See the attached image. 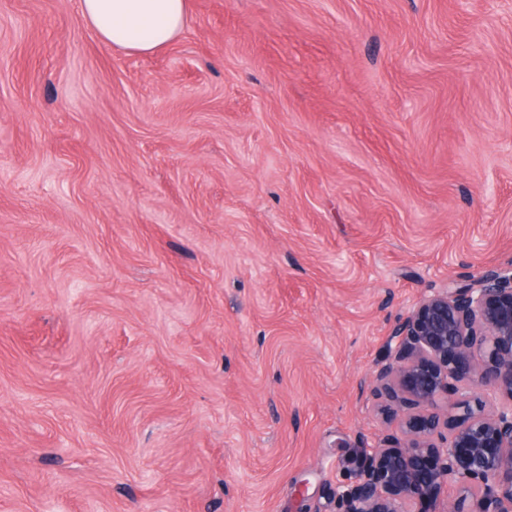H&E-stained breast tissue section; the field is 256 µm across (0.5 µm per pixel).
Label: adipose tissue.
Here are the masks:
<instances>
[{
  "label": "adipose tissue",
  "instance_id": "1",
  "mask_svg": "<svg viewBox=\"0 0 512 512\" xmlns=\"http://www.w3.org/2000/svg\"><path fill=\"white\" fill-rule=\"evenodd\" d=\"M189 0H80L85 23L106 45L149 54L175 41Z\"/></svg>",
  "mask_w": 512,
  "mask_h": 512
}]
</instances>
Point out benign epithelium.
<instances>
[{
    "mask_svg": "<svg viewBox=\"0 0 512 512\" xmlns=\"http://www.w3.org/2000/svg\"><path fill=\"white\" fill-rule=\"evenodd\" d=\"M370 386L399 434L336 484L338 512H512V262L428 289ZM444 483L458 493L439 509Z\"/></svg>",
    "mask_w": 512,
    "mask_h": 512,
    "instance_id": "1",
    "label": "benign epithelium"
}]
</instances>
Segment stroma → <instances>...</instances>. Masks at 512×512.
Wrapping results in <instances>:
<instances>
[{
	"label": "stroma",
	"instance_id": "35a3bbf8",
	"mask_svg": "<svg viewBox=\"0 0 512 512\" xmlns=\"http://www.w3.org/2000/svg\"><path fill=\"white\" fill-rule=\"evenodd\" d=\"M512 262V0H0V512H337L427 289ZM188 5L189 0H80V11L104 44L149 54L179 37Z\"/></svg>",
	"mask_w": 512,
	"mask_h": 512
}]
</instances>
